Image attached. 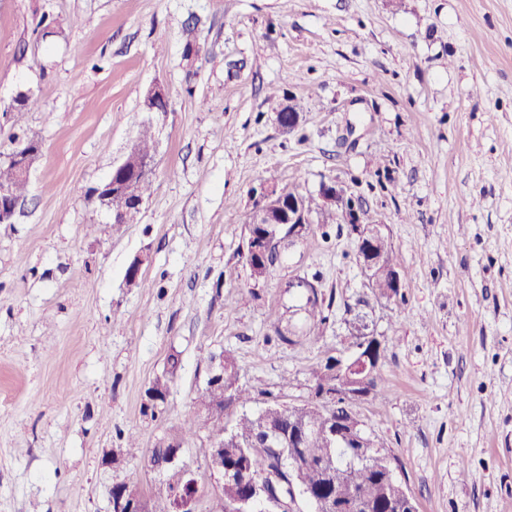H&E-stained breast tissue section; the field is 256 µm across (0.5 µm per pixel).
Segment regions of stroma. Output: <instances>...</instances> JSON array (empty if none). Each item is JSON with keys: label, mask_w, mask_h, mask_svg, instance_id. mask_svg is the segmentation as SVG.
I'll use <instances>...</instances> for the list:
<instances>
[{"label": "stroma", "mask_w": 512, "mask_h": 512, "mask_svg": "<svg viewBox=\"0 0 512 512\" xmlns=\"http://www.w3.org/2000/svg\"><path fill=\"white\" fill-rule=\"evenodd\" d=\"M156 84L169 108L143 111ZM21 92L38 105L18 122ZM295 100L288 132L277 114ZM145 122L151 194L114 225L90 191ZM15 136L42 156L0 224V512H110L119 482L157 494L148 452L195 416L209 353L230 351L256 390L229 425L305 403L359 316L389 343V388L353 410L417 512H512V0H0V150ZM330 180L383 223L403 300L371 296L343 220L252 284L261 188ZM137 258L147 285L130 288ZM312 276L333 299L316 328L292 285ZM131 434L139 452L113 469ZM212 441L202 427L183 447L197 512L221 492ZM178 371V359L175 357H171L168 362V367L166 370L159 376L155 377V379L151 382L152 385L148 388L146 392L147 401L143 406V413L147 414L150 411L151 416H155L154 407L155 404H151L149 400V393L153 392L158 395H163L168 392L173 384Z\"/></svg>", "instance_id": "obj_1"}]
</instances>
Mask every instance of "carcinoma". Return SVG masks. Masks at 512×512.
Masks as SVG:
<instances>
[{
    "instance_id": "carcinoma-1",
    "label": "carcinoma",
    "mask_w": 512,
    "mask_h": 512,
    "mask_svg": "<svg viewBox=\"0 0 512 512\" xmlns=\"http://www.w3.org/2000/svg\"><path fill=\"white\" fill-rule=\"evenodd\" d=\"M11 151L29 155L34 161L40 157L41 143L34 138L14 139ZM137 157L146 159L153 154V138L150 127L145 126L136 139ZM8 183L14 194L21 199L27 191V181L16 171L14 165H0V184ZM308 213L315 216L319 224H335L338 214L332 209L318 205L312 195L304 197ZM325 298L308 300L304 306L306 320L314 325H323L329 320L324 314ZM348 375L353 385L366 387L372 398L383 399L385 388L380 370L373 375L358 374L350 369L349 360L328 356L314 370L313 389L320 393L323 385L336 379V371ZM178 371V359H169L168 367L155 377L148 391L162 395L171 388ZM252 396L248 388L240 383L239 369L235 357L224 352V384L202 391L199 404L207 409L219 401L228 408L246 405ZM356 418L349 404L322 411L312 399L300 406L285 407L278 402L270 403L257 415L241 414L236 427L225 433L224 421H213L214 435L224 442L218 453L224 455V467L236 470L239 480L224 483L209 512H236L239 501L251 489L255 478H273L272 497L284 505H295V512H408L406 502L412 498L399 470L402 465L372 431L364 434L366 441L359 447L348 448L332 436L334 420L350 421ZM293 421L307 429L304 459L291 474L282 470L286 454L263 447L264 429L272 424L288 429ZM139 444L133 434L128 435L126 446L112 452V467H120L127 458L136 455ZM142 512H171L168 494L159 493L148 501L138 500Z\"/></svg>"
}]
</instances>
